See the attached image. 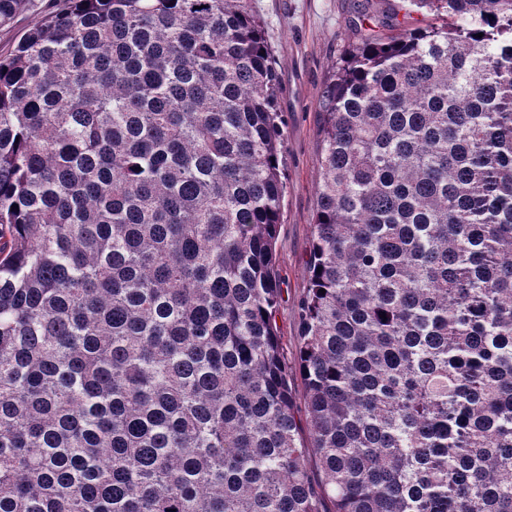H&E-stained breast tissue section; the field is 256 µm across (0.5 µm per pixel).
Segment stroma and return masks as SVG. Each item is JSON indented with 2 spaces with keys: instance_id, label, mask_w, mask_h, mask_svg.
Listing matches in <instances>:
<instances>
[{
  "instance_id": "1",
  "label": "stroma",
  "mask_w": 512,
  "mask_h": 512,
  "mask_svg": "<svg viewBox=\"0 0 512 512\" xmlns=\"http://www.w3.org/2000/svg\"><path fill=\"white\" fill-rule=\"evenodd\" d=\"M275 55L279 73L276 108L284 120L283 168L287 180L283 218L276 237L280 299L275 320L292 372L296 402L304 400L297 377L299 312L305 296L320 175L323 87L353 38L361 15L391 13L403 0H251Z\"/></svg>"
}]
</instances>
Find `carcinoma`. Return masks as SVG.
Masks as SVG:
<instances>
[{
    "label": "carcinoma",
    "mask_w": 512,
    "mask_h": 512,
    "mask_svg": "<svg viewBox=\"0 0 512 512\" xmlns=\"http://www.w3.org/2000/svg\"><path fill=\"white\" fill-rule=\"evenodd\" d=\"M58 2L0 54V512H512V0L324 86L303 421L260 17Z\"/></svg>",
    "instance_id": "obj_1"
}]
</instances>
